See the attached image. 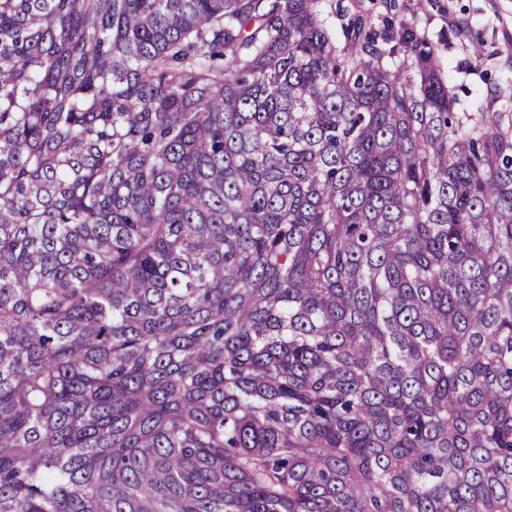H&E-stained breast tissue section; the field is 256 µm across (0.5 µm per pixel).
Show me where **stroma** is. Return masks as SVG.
Returning <instances> with one entry per match:
<instances>
[{"mask_svg":"<svg viewBox=\"0 0 512 512\" xmlns=\"http://www.w3.org/2000/svg\"><path fill=\"white\" fill-rule=\"evenodd\" d=\"M369 15L375 25L414 28L451 75L463 105L491 102L496 88L512 87V0H326Z\"/></svg>","mask_w":512,"mask_h":512,"instance_id":"obj_1","label":"stroma"}]
</instances>
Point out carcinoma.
<instances>
[{"mask_svg":"<svg viewBox=\"0 0 512 512\" xmlns=\"http://www.w3.org/2000/svg\"><path fill=\"white\" fill-rule=\"evenodd\" d=\"M321 0H0V512H512V113Z\"/></svg>","mask_w":512,"mask_h":512,"instance_id":"cac0c4a2","label":"carcinoma"}]
</instances>
